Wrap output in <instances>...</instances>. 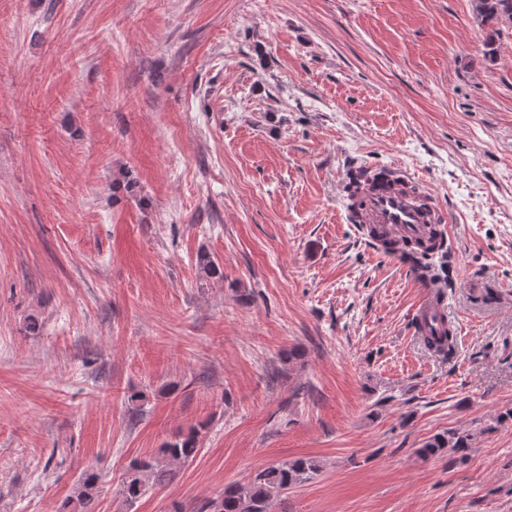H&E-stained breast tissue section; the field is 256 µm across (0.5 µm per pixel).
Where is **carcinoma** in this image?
<instances>
[{
	"mask_svg": "<svg viewBox=\"0 0 512 512\" xmlns=\"http://www.w3.org/2000/svg\"><path fill=\"white\" fill-rule=\"evenodd\" d=\"M477 19L491 26L508 18L512 20V0H474ZM448 247L444 239L419 241L410 253L413 269L437 278L446 271ZM425 346L444 355L454 350L453 332L438 336H424ZM473 436L468 432L449 431L438 434L417 449L422 457H433L448 452L465 459L472 448ZM198 434L168 442L158 457L134 462L120 486L119 494L128 504L135 503L146 492L164 485L173 470L192 459L197 452ZM322 470L318 461L300 458L278 465L259 467L245 483H232L221 494L204 500L196 512H271L273 503L289 489L312 480ZM98 493L97 476L86 474L78 480L72 494L61 506L60 512H91V504Z\"/></svg>",
	"mask_w": 512,
	"mask_h": 512,
	"instance_id": "obj_1",
	"label": "carcinoma"
}]
</instances>
